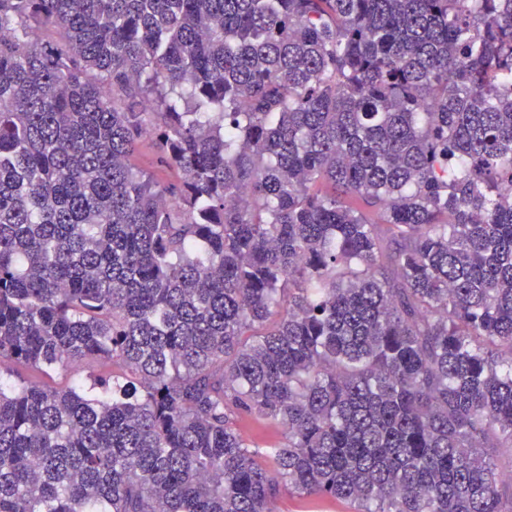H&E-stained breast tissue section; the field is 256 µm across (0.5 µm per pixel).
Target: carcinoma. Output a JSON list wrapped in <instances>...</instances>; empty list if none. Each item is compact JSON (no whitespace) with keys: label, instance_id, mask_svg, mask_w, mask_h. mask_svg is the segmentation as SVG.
Masks as SVG:
<instances>
[{"label":"carcinoma","instance_id":"1","mask_svg":"<svg viewBox=\"0 0 512 512\" xmlns=\"http://www.w3.org/2000/svg\"><path fill=\"white\" fill-rule=\"evenodd\" d=\"M509 187L512 0H0V512H512ZM98 370L96 366L85 364L74 370L59 371L48 377L31 366L17 365L14 367L13 378L32 382L41 381L57 388H66L75 379L88 380L89 375L98 374ZM245 431L260 450L285 441V430L282 427H267L261 422H250L245 426Z\"/></svg>","mask_w":512,"mask_h":512}]
</instances>
